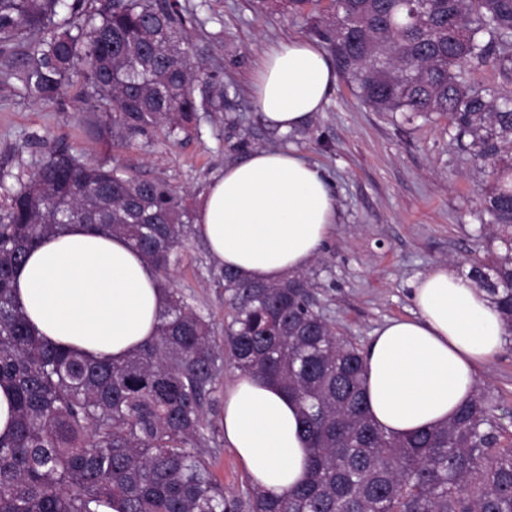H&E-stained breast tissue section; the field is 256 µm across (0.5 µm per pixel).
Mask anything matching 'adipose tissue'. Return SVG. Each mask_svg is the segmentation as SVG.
<instances>
[{
    "label": "adipose tissue",
    "instance_id": "1",
    "mask_svg": "<svg viewBox=\"0 0 512 512\" xmlns=\"http://www.w3.org/2000/svg\"><path fill=\"white\" fill-rule=\"evenodd\" d=\"M335 85L330 54L298 38L266 50L254 101L269 126L287 133L322 111ZM336 224L329 180L285 148L258 149L226 166L203 194L195 227L217 266L276 282L307 269ZM13 289L37 336L114 361L155 336L166 299L139 251L87 224L45 237L16 269ZM412 298L417 316L387 321L365 348L370 415L395 437L446 424L505 336L486 293L448 265L418 278ZM222 425L225 444L266 491L282 495L307 479L309 448L298 406L278 385L233 380Z\"/></svg>",
    "mask_w": 512,
    "mask_h": 512
}]
</instances>
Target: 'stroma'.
I'll list each match as a JSON object with an SVG mask.
<instances>
[{"instance_id":"obj_1","label":"stroma","mask_w":512,"mask_h":512,"mask_svg":"<svg viewBox=\"0 0 512 512\" xmlns=\"http://www.w3.org/2000/svg\"><path fill=\"white\" fill-rule=\"evenodd\" d=\"M179 2L196 13L192 39L227 88L223 111L199 113L174 140L105 143L89 134L74 89L45 106L0 85L6 186L15 174H32L50 147L63 145L90 164L132 165L137 176L165 180L195 205L225 165L260 148L294 147L327 174L336 193V231L305 274L325 318L362 346L388 319L416 316L411 284L418 275L443 262L458 272L485 256L488 242L476 233L475 161L449 141L446 119L408 123L398 112L369 111L340 79L323 112L279 133L255 107L256 72L269 46L309 37L308 21L282 0L264 13L250 0ZM170 286L223 326L224 288L198 235H190ZM479 381L495 394V423L512 438V339L482 367ZM223 409L219 403L207 413L213 432L205 453L225 495H239L250 479L224 444Z\"/></svg>"}]
</instances>
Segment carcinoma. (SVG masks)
<instances>
[{
    "label": "carcinoma",
    "instance_id": "cac0c4a2",
    "mask_svg": "<svg viewBox=\"0 0 512 512\" xmlns=\"http://www.w3.org/2000/svg\"><path fill=\"white\" fill-rule=\"evenodd\" d=\"M289 0L329 45L336 72L372 112L448 117L477 162L491 249L466 276L512 337V0ZM179 0H0V84L37 103L81 80L87 129L101 139L176 136L219 112L224 85L199 57ZM492 64L498 82L475 78ZM193 213L162 179L67 147L0 201V385L14 397L0 436V512H512V444L494 398L475 388L448 423L407 438L369 414L362 349L319 310L302 273L259 283L220 270L227 315L165 289L152 340L120 362L37 336L14 271L67 224L119 235L161 284ZM279 384L298 403L307 480L280 497L253 485L227 497L202 450L226 369Z\"/></svg>",
    "mask_w": 512,
    "mask_h": 512
}]
</instances>
